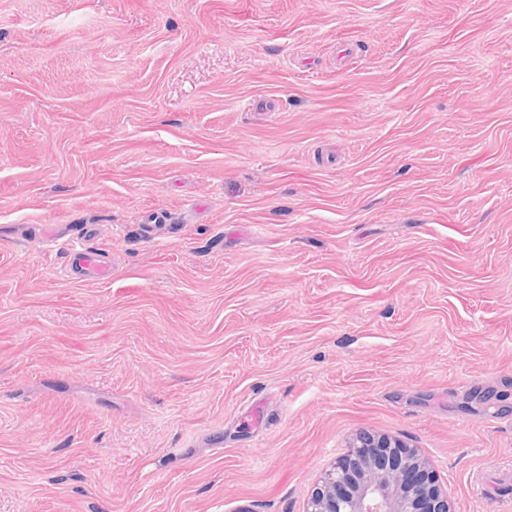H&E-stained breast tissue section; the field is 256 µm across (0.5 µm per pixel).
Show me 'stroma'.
<instances>
[{"instance_id": "1", "label": "stroma", "mask_w": 512, "mask_h": 512, "mask_svg": "<svg viewBox=\"0 0 512 512\" xmlns=\"http://www.w3.org/2000/svg\"><path fill=\"white\" fill-rule=\"evenodd\" d=\"M360 430L512 512V0H0V512H304ZM98 251L79 241H73L66 246L69 265L78 264L85 271L88 280L106 278L110 272L105 256Z\"/></svg>"}]
</instances>
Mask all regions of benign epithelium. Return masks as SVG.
<instances>
[{"instance_id": "benign-epithelium-1", "label": "benign epithelium", "mask_w": 512, "mask_h": 512, "mask_svg": "<svg viewBox=\"0 0 512 512\" xmlns=\"http://www.w3.org/2000/svg\"><path fill=\"white\" fill-rule=\"evenodd\" d=\"M305 512H455L419 449L368 431L320 476Z\"/></svg>"}]
</instances>
